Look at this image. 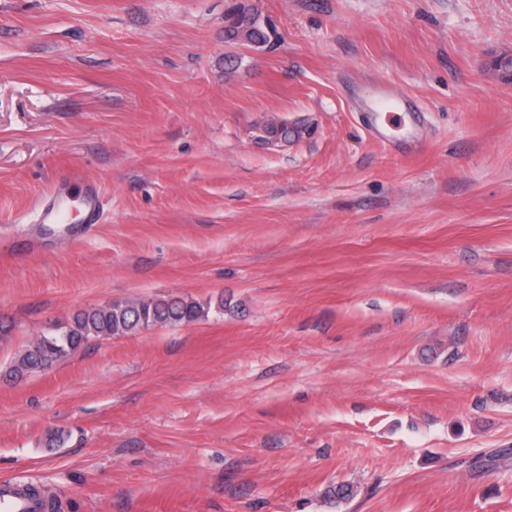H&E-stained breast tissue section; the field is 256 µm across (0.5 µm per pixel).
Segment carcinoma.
Listing matches in <instances>:
<instances>
[{
  "label": "carcinoma",
  "instance_id": "1",
  "mask_svg": "<svg viewBox=\"0 0 512 512\" xmlns=\"http://www.w3.org/2000/svg\"><path fill=\"white\" fill-rule=\"evenodd\" d=\"M224 42L272 48L274 32L248 0H231L224 11ZM308 128L286 123L267 124L262 138L268 141L298 139ZM211 303L182 296L114 300L80 309L64 322L42 332L13 358L8 375L22 378L49 370L94 339L128 336L145 329L182 326L208 316Z\"/></svg>",
  "mask_w": 512,
  "mask_h": 512
}]
</instances>
